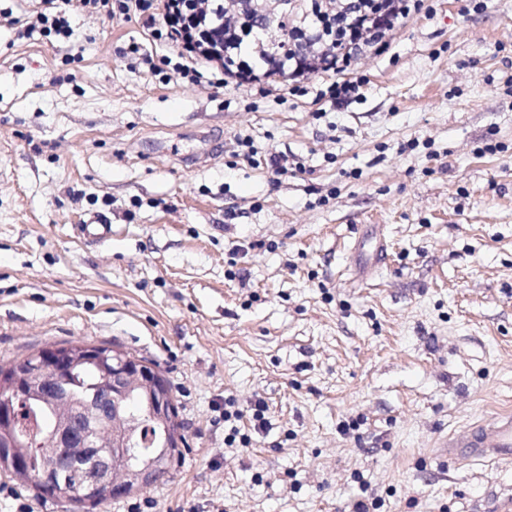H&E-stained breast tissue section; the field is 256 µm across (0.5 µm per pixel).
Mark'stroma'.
I'll return each mask as SVG.
<instances>
[{"instance_id": "35a3bbf8", "label": "stroma", "mask_w": 512, "mask_h": 512, "mask_svg": "<svg viewBox=\"0 0 512 512\" xmlns=\"http://www.w3.org/2000/svg\"><path fill=\"white\" fill-rule=\"evenodd\" d=\"M432 5L362 62L365 101L317 120L308 96L130 70L116 51L140 23L25 38L29 0H0V363L122 347L169 380L188 441L154 487L96 512H350L357 472L382 512H483L512 490V462L433 456L512 411V0ZM240 135L305 172L236 162ZM99 216L104 245L78 232ZM365 224L388 241L367 281L346 266ZM233 428L249 444L225 445ZM0 512L77 510L0 468Z\"/></svg>"}]
</instances>
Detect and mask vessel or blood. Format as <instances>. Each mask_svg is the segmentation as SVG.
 Here are the masks:
<instances>
[{
  "instance_id": "obj_1",
  "label": "vessel or blood",
  "mask_w": 512,
  "mask_h": 512,
  "mask_svg": "<svg viewBox=\"0 0 512 512\" xmlns=\"http://www.w3.org/2000/svg\"><path fill=\"white\" fill-rule=\"evenodd\" d=\"M367 251L352 248L349 263L357 268L363 279H370L377 265L387 257L384 225H375L366 240ZM436 457L445 467H455L474 459L492 462L512 461V415L498 414L465 425L442 435L436 442Z\"/></svg>"
}]
</instances>
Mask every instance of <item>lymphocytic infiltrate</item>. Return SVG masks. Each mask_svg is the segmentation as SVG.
Here are the masks:
<instances>
[{"instance_id": "1", "label": "lymphocytic infiltrate", "mask_w": 512, "mask_h": 512, "mask_svg": "<svg viewBox=\"0 0 512 512\" xmlns=\"http://www.w3.org/2000/svg\"><path fill=\"white\" fill-rule=\"evenodd\" d=\"M254 2L260 15L233 45L229 68L211 51L205 36L209 30L240 28V15L228 0H35L25 31L67 40L76 15L98 21L135 20L147 30L152 44L130 43L121 50L122 58L152 72L166 66L172 78L202 91L241 83L245 71L261 72L268 76L256 86L261 97L282 105L289 97L312 95L313 117L319 120L365 100L369 80L359 64L386 49L405 19L432 11L428 0H299L297 8L280 19L284 44L270 47L262 15L267 0ZM157 45L165 47V55H155ZM237 146L239 157L264 164L277 176L303 169L293 152L258 148L252 137L238 139Z\"/></svg>"}]
</instances>
